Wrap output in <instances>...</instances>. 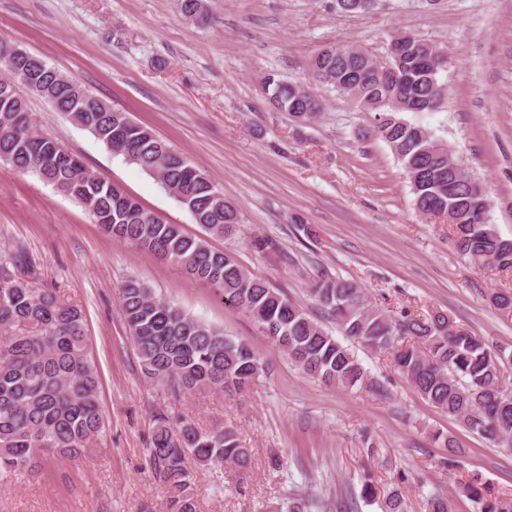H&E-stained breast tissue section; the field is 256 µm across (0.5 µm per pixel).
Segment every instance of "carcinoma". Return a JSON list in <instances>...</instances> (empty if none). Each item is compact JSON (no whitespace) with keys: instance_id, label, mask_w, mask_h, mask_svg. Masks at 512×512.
Masks as SVG:
<instances>
[{"instance_id":"cac0c4a2","label":"carcinoma","mask_w":512,"mask_h":512,"mask_svg":"<svg viewBox=\"0 0 512 512\" xmlns=\"http://www.w3.org/2000/svg\"><path fill=\"white\" fill-rule=\"evenodd\" d=\"M191 21L205 16L204 0H178ZM434 43L416 37L406 73L398 68L375 74L370 61L342 55L333 46L315 57L317 81L347 96L362 110L376 113L373 133L392 150L424 213L456 219L450 233L460 256L477 268L512 271V247L484 211L481 186L441 140L427 129L396 117L398 112H432L441 107L446 87L444 62L421 67ZM0 86L20 84L46 100L107 150L154 176L211 236L232 237L241 224L238 209L224 200L214 179L158 138L129 113L89 93L33 53L10 62L0 57ZM274 104L299 121L321 112L312 88L269 76ZM0 168L32 173L81 205L111 237L147 250L215 288L224 304L248 312L263 333L308 376L346 390L374 385L353 350L312 319L268 281L252 275L208 238L190 236L144 208L134 197L105 182L82 159L32 122L28 100L13 89L0 106ZM20 254L0 260V481L29 474L48 454L71 460L95 450L106 431L100 408L99 376L86 350L82 311L57 288H35L11 267ZM310 297L336 323L347 340L388 353L394 366L426 400L469 431L512 451V385L503 369L512 353L491 349L485 338L459 329L441 312L397 319L376 309L364 288L318 271ZM121 313L139 354L142 373L166 382L178 393L211 389L237 393L264 372L259 354L246 341L202 323L143 283L128 281ZM433 438L448 449L452 466L462 448L438 431ZM152 474L167 492L166 512H197L196 476L188 468L222 472L229 464L245 471L251 450L231 426L204 431L184 422L174 431L161 418L150 443ZM477 512H512V492L493 493L479 477L465 484ZM426 512H451L449 496H427Z\"/></svg>"}]
</instances>
